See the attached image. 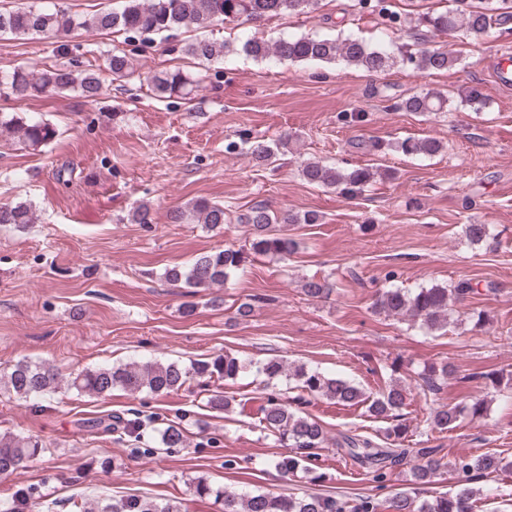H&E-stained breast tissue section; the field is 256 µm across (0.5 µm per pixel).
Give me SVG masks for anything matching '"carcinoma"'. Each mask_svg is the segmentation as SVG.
I'll return each mask as SVG.
<instances>
[{
	"mask_svg": "<svg viewBox=\"0 0 512 512\" xmlns=\"http://www.w3.org/2000/svg\"><path fill=\"white\" fill-rule=\"evenodd\" d=\"M317 0H123L118 11L101 12L90 19H82L62 10L49 12L20 0L9 9L0 8V35L15 37L27 35H52L59 37L75 29L95 28L123 32L134 36H155L162 40L174 38L189 29H206L217 21H232L242 16L250 20L269 17L307 14ZM453 8L443 12H427L417 20V26L433 33H448L457 29L466 35L479 38L495 25L512 19V0H483L476 6L473 0H452ZM360 9L383 17L385 26L397 23L398 15L389 8L387 0H357ZM182 52L202 62H211L229 54H244L255 60L274 58L281 63L315 61L333 63L343 61L368 72L384 73L397 64H410L423 72L444 71L457 64L459 57L448 48H426L415 51L401 47L389 49L372 45L363 39L347 36L333 38L318 33L282 37L275 41L248 38L233 45L197 39L182 46ZM106 66L115 80L134 77L137 70L124 53L114 52L107 56ZM16 100H26L47 93L76 91L87 100L96 99L101 92V81L93 70L82 69L74 64L49 67L41 70L16 69L0 76ZM151 90L161 98L181 97L193 86V80L180 70L165 71L148 79ZM392 108L404 112H446L448 99L430 94H417L396 100ZM0 130L19 134L32 147L51 142L56 130L45 122H27L23 118L0 113ZM286 141L269 143L256 140L250 146V154L259 164L276 161L279 149ZM406 155L433 156L443 149L441 141L433 138H407L398 143ZM299 175L307 183L333 188L347 198L359 196L371 183L374 173L360 165L341 168L316 160H304L299 165ZM184 219L204 225L207 230L222 227L228 221L223 205L205 198L196 199L186 210L174 214V221ZM238 221L251 227L249 251L254 255H275L285 259L295 252L297 242L285 233L274 232L276 224H317L320 215L314 211L302 214L278 213L260 202L238 216ZM35 223L31 207L25 203L1 204L0 224L25 225ZM245 256L241 249L224 248L204 252L196 256L187 267H173L165 272V279L181 284L193 295L200 290L221 288L231 273L244 266ZM335 284L327 277L313 275L305 280L303 291L311 298L330 294ZM478 284L468 278L459 279L448 286L434 285L415 289L389 288L383 291L374 307L388 316L409 317L429 330H441L448 324V307L477 291ZM250 363L235 354L226 352L207 360L196 361L190 366L177 362L147 360L126 364L84 369L67 377L62 376L54 365L47 362L32 363L20 360L9 372L0 376L5 388L14 394L28 398L45 396L65 386L79 393L102 396L114 390L131 395L147 390L154 394L178 391L194 379L204 382L235 381L245 374ZM261 373L267 384L285 376L294 381L299 394L281 398L277 393L263 397L258 407L259 427L291 451L275 462V468L284 475L307 472L308 460L314 451L327 442L324 425L299 410V404L307 396H318L343 407L364 406L370 415L391 422L387 438L393 443L383 446L367 436L342 433L335 440L336 448L344 451L351 460L371 474L377 488L384 489L391 481V471L409 460L412 477L417 484H430L445 467H450L459 477L461 486L452 495L442 494L430 500H418L406 491H399L388 500L391 512H473L477 491L468 486L474 478L487 481L502 467V460L494 454L477 457H459L450 464L435 456V449L420 448L412 451L404 447L408 426L404 410L407 407V389L391 385L378 394H367L358 384L342 377H333L320 370L297 366L291 370L279 358L267 360ZM448 375V366H430L421 373L425 390L434 393L439 380ZM460 411L443 406L430 416L433 429L440 432L453 428ZM186 435L183 427L171 424L160 432V442L167 448L183 445ZM48 452L42 442L32 436L0 433V476L11 475L28 468V464ZM194 496L214 499L222 505L223 512H380L381 504L372 496L341 500L319 494L303 496L276 495L257 492L239 494L214 486L204 478L193 483ZM56 502L47 500L39 487L32 485L1 504L0 512H31L44 509L53 512ZM183 503L171 499L162 501L127 496L102 501H86L82 512H182Z\"/></svg>",
	"mask_w": 512,
	"mask_h": 512,
	"instance_id": "obj_1",
	"label": "carcinoma"
}]
</instances>
